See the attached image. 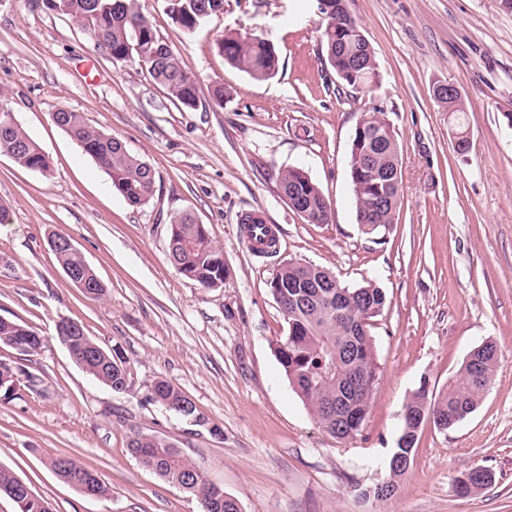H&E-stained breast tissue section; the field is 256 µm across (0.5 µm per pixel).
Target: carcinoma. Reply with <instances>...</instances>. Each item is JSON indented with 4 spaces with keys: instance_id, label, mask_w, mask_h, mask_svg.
Segmentation results:
<instances>
[{
    "instance_id": "cac0c4a2",
    "label": "carcinoma",
    "mask_w": 512,
    "mask_h": 512,
    "mask_svg": "<svg viewBox=\"0 0 512 512\" xmlns=\"http://www.w3.org/2000/svg\"><path fill=\"white\" fill-rule=\"evenodd\" d=\"M43 6L67 16L81 26L92 18L91 30L97 45L113 59L137 62L148 68L154 82L165 88L186 108L197 106L202 88L186 70L181 57L163 41L139 11L138 0H43ZM224 9V0H175L169 11L172 20L184 31H195L209 16ZM323 23L320 44L327 61L343 85L366 92L379 79L375 52L356 21L345 7V0H330L320 10ZM224 59L256 80L274 77L279 56L268 40L254 35L226 37L219 43ZM54 123L67 132L111 178L113 188L131 205L147 204L154 191L155 173L151 166L129 152L111 133L88 124L79 112L60 110ZM0 152L25 167L49 171L40 145L16 121L0 113ZM403 154L392 124L382 109L362 113L351 138L349 177L356 221L365 234H375L395 223L399 209L400 186L391 188L392 200L378 212L371 201L381 188L382 172L402 168ZM278 184L288 207L302 215L308 224H327L331 208L319 186L298 167L279 172ZM168 254L182 276L205 288H219L229 276L224 254L215 244L206 225L190 212L171 220ZM61 268L78 271L88 280L97 277L82 254L61 249L55 253ZM272 295L288 324V332L277 342L275 354L290 385L310 409L314 419L331 435H358L369 412L379 378L373 322L386 306L383 289L371 282L357 287L343 285L328 269L297 261H286L269 283ZM57 336L72 359L87 374L121 393L128 387V372L123 357L106 350L88 334L72 339L67 328L56 327ZM29 325L0 318V344H14L36 337ZM499 363L497 346L485 342L467 356L460 377L448 382V389L433 394L421 387L407 401L403 418L434 416L453 426L473 413L493 380ZM359 385L361 391L346 395ZM348 396L341 418H336V401ZM148 399L198 425L206 423L196 405L175 385L164 379L153 382ZM131 455L160 478L200 497L205 512H240L237 500L208 483L197 467L174 445L154 435L136 433L128 441ZM51 468L80 492L98 497L107 494L106 485L94 472L68 456L49 460ZM470 485L463 493L480 490L489 484L491 473L474 467L466 471Z\"/></svg>"
}]
</instances>
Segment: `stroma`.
I'll return each mask as SVG.
<instances>
[{
  "label": "stroma",
  "instance_id": "1",
  "mask_svg": "<svg viewBox=\"0 0 512 512\" xmlns=\"http://www.w3.org/2000/svg\"><path fill=\"white\" fill-rule=\"evenodd\" d=\"M374 49L379 80L367 92L339 89L319 42L317 0H224L192 33L164 0H139L156 34L178 51L202 88L223 85V106L202 96L183 107L147 68L120 62L87 31L42 0H0V94L51 162L48 173L0 153V317L45 339L19 358L20 396L0 398V465L53 512H203L199 498L141 466L134 433L179 448L240 512H512V11L500 0H346ZM253 34L274 44L278 73L259 81L225 61L220 40ZM459 87L454 117L435 83ZM384 110L403 150L401 204L377 236L356 222L348 176L362 112ZM81 113L124 142L155 172L143 206L129 205L109 175L52 120ZM470 138L458 154L452 133ZM304 169L332 211L305 223L284 200L279 171ZM191 211L224 252L230 276L205 288L168 258L173 216ZM274 225L276 253L250 250L240 218ZM64 233L107 287L85 296L47 239ZM331 270L346 286L372 282L387 306L373 324L379 380L359 435L325 432L289 384L275 355L288 326L269 282L286 260ZM80 321L123 354L129 377L116 393L90 377L56 335ZM495 342L494 380L466 419L424 423L398 493L364 498L389 476L404 406L420 386L445 390L467 354ZM165 379L207 418L193 426L145 395ZM94 471L107 495L89 498L60 480L49 458ZM481 466L494 480L459 495Z\"/></svg>",
  "mask_w": 512,
  "mask_h": 512
}]
</instances>
